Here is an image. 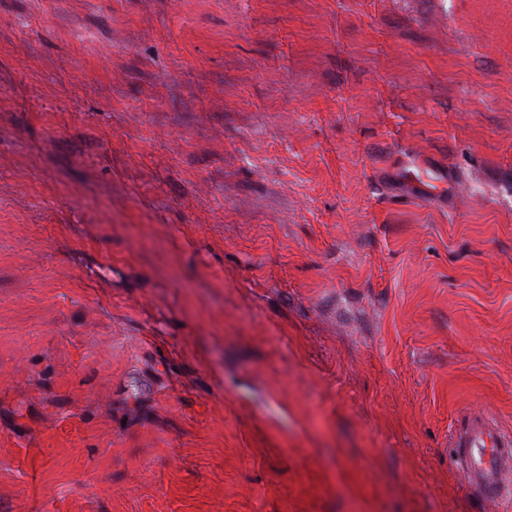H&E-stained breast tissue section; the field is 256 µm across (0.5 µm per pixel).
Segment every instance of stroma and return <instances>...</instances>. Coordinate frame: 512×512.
<instances>
[{"label":"stroma","mask_w":512,"mask_h":512,"mask_svg":"<svg viewBox=\"0 0 512 512\" xmlns=\"http://www.w3.org/2000/svg\"><path fill=\"white\" fill-rule=\"evenodd\" d=\"M512 0H0V512H512ZM460 466L471 488L489 502L502 499L500 462L511 454L512 438L481 418L468 420L456 440Z\"/></svg>","instance_id":"1"}]
</instances>
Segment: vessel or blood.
<instances>
[{"label": "vessel or blood", "mask_w": 512, "mask_h": 512, "mask_svg": "<svg viewBox=\"0 0 512 512\" xmlns=\"http://www.w3.org/2000/svg\"><path fill=\"white\" fill-rule=\"evenodd\" d=\"M462 473L471 488L487 501L501 500L500 462L512 455V438L487 421L468 420L456 440Z\"/></svg>", "instance_id": "obj_1"}]
</instances>
